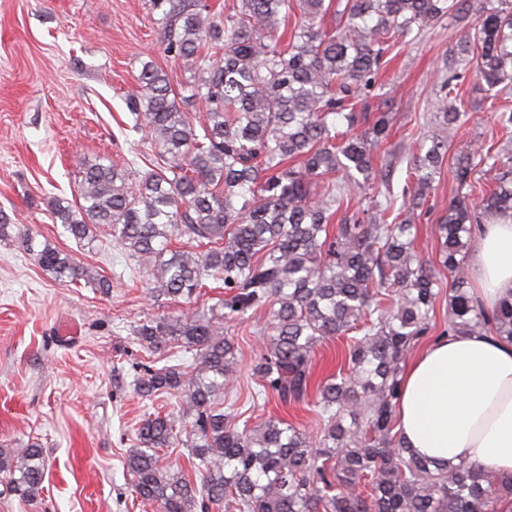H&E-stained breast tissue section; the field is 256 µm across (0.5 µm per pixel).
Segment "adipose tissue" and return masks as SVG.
<instances>
[{"label":"adipose tissue","mask_w":512,"mask_h":512,"mask_svg":"<svg viewBox=\"0 0 512 512\" xmlns=\"http://www.w3.org/2000/svg\"><path fill=\"white\" fill-rule=\"evenodd\" d=\"M475 232L474 297L489 309L512 302V221ZM396 411L397 432L416 454L512 479V342L477 333L437 337L408 361Z\"/></svg>","instance_id":"obj_1"}]
</instances>
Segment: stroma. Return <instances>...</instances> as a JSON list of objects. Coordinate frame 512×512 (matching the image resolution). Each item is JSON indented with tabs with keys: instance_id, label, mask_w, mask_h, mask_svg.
Masks as SVG:
<instances>
[{
	"instance_id": "obj_1",
	"label": "stroma",
	"mask_w": 512,
	"mask_h": 512,
	"mask_svg": "<svg viewBox=\"0 0 512 512\" xmlns=\"http://www.w3.org/2000/svg\"><path fill=\"white\" fill-rule=\"evenodd\" d=\"M154 28L145 0H0V209L111 285L104 294L58 284L17 240L0 241V442L39 443L48 461L42 494L25 501L2 491L0 512H161L136 499L124 467L141 420L172 409L169 401L135 392L146 354L132 330L146 317L180 314L187 303L153 301L147 273L134 271L120 247L79 244L49 216L54 199L76 200L82 161L147 169L143 135L123 128L125 97L148 59L172 84L187 78L158 47ZM460 32L454 18L443 19L379 73L386 93L369 103L372 111L393 115L387 150L409 154L437 131L431 115L444 93L442 63ZM458 95L469 119L449 141L430 197L413 215L417 250L429 260L439 249L435 226L458 194L453 152L470 142L512 145V127L498 120L512 112V96L489 98L472 74ZM269 320L262 312L228 327L240 348L234 412L253 425L276 416L317 434L308 407L255 398L252 364Z\"/></svg>"
}]
</instances>
